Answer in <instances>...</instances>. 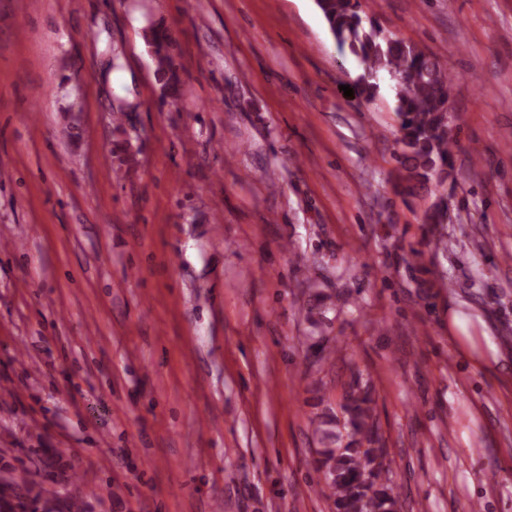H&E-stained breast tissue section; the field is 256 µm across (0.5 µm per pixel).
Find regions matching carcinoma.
<instances>
[{
  "label": "carcinoma",
  "instance_id": "cac0c4a2",
  "mask_svg": "<svg viewBox=\"0 0 512 512\" xmlns=\"http://www.w3.org/2000/svg\"><path fill=\"white\" fill-rule=\"evenodd\" d=\"M316 3L339 50L349 52L363 65V72L353 83L351 105L356 109L368 106L385 79L394 81L400 146L397 189L405 196H416L418 190L434 184L436 198L424 211L422 223H448L452 196L448 195L447 184L454 179L448 109L454 76L433 55L385 32L363 11L362 0ZM144 38L164 91L180 97L182 89L169 53L168 30L151 26ZM340 408L342 419L324 421L318 428L328 447L321 449L315 460L337 512H398V498L385 466V450L372 447L375 429L370 392L354 384ZM337 424L349 438L343 448L331 447L340 439V433L333 429Z\"/></svg>",
  "mask_w": 512,
  "mask_h": 512
}]
</instances>
